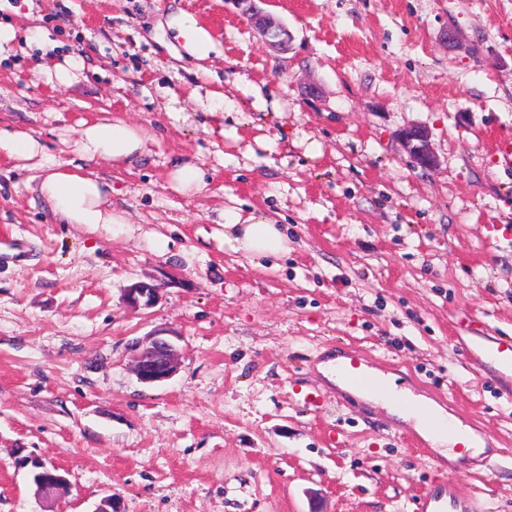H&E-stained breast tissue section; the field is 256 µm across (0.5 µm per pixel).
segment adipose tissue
Segmentation results:
<instances>
[{
    "label": "adipose tissue",
    "mask_w": 512,
    "mask_h": 512,
    "mask_svg": "<svg viewBox=\"0 0 512 512\" xmlns=\"http://www.w3.org/2000/svg\"><path fill=\"white\" fill-rule=\"evenodd\" d=\"M159 26L170 32L166 47L174 58L190 57L197 64L195 78L205 85L200 104L215 120L224 118V94L208 88L212 76L206 63L219 48L208 28L194 15L180 10L165 14ZM146 136L144 131L124 120H97L83 124L75 143L76 150L90 162L105 160L118 165H132L140 159ZM38 191L53 217L64 224H124L123 213L113 210L108 202L110 188L96 175L49 162ZM224 245L252 259L275 257L288 250V240L280 228L266 218L242 217L233 208L223 211ZM379 388L367 395L368 400L382 404L399 419L413 423L415 429L449 461L456 462L460 453L451 448L447 437L437 427L446 420L443 409L423 397L400 389L394 377L376 373Z\"/></svg>",
    "instance_id": "obj_1"
}]
</instances>
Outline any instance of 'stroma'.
Returning <instances> with one entry per match:
<instances>
[{"instance_id":"35a3bbf8","label":"stroma","mask_w":512,"mask_h":512,"mask_svg":"<svg viewBox=\"0 0 512 512\" xmlns=\"http://www.w3.org/2000/svg\"><path fill=\"white\" fill-rule=\"evenodd\" d=\"M194 14L220 44L207 66L224 130L190 95L191 61L156 29ZM292 48L266 47L228 0H0L17 40L0 61V128L38 138L26 167L0 156V512H413L450 479L477 512H512V371L478 350L512 336V0H272ZM454 30L458 46L440 35ZM77 55L61 89L45 70ZM145 130L129 167L83 161L82 122ZM426 127L436 169L399 133ZM110 183L122 229L60 224L41 160ZM190 161L205 191L173 192ZM262 214L288 250L253 261L214 238L220 213ZM168 236V254L147 238ZM165 279L133 309L134 282ZM172 334L169 381L145 385L134 346ZM371 353L416 395L480 429L488 455L451 463L412 444L379 404H345L317 369ZM64 469L35 497L17 453ZM156 279L150 282L138 281L125 289L124 302L131 308H150L155 305L160 297V284L155 283Z\"/></svg>"}]
</instances>
